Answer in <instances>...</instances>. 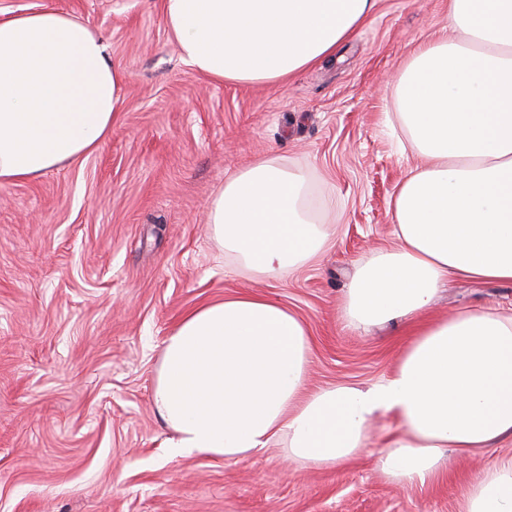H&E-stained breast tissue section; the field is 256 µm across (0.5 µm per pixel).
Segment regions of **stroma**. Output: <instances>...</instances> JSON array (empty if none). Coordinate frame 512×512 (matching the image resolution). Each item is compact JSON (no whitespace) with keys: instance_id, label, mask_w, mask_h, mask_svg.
I'll return each mask as SVG.
<instances>
[{"instance_id":"35a3bbf8","label":"stroma","mask_w":512,"mask_h":512,"mask_svg":"<svg viewBox=\"0 0 512 512\" xmlns=\"http://www.w3.org/2000/svg\"><path fill=\"white\" fill-rule=\"evenodd\" d=\"M49 7L100 33L127 73L108 136L81 162L0 187V512H460L470 478L512 440L404 488L376 467L397 430L376 414L337 471L277 448L238 462L170 458L151 385L162 342L197 305L252 291L308 323L312 389L389 377L408 328L340 320L355 265L395 239L389 199L414 164L388 85L448 25V0H376L336 55L288 83H213L184 63L160 0H0V19ZM275 152L308 170L331 248L285 282L218 250L206 209L227 175ZM512 313V284L453 279L433 315Z\"/></svg>"}]
</instances>
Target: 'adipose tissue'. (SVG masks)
Returning a JSON list of instances; mask_svg holds the SVG:
<instances>
[{"mask_svg":"<svg viewBox=\"0 0 512 512\" xmlns=\"http://www.w3.org/2000/svg\"><path fill=\"white\" fill-rule=\"evenodd\" d=\"M375 0H162L182 60L218 83L278 85L351 40ZM449 34L419 46L392 87L417 157L388 202L397 243L359 265L340 306L360 331L406 321L390 376L308 390L306 321L240 292L186 312L152 384L171 456L240 461L281 445L330 470L367 449L379 412L398 432L377 457L389 483L437 481L465 455L512 439V314L428 318L452 278L512 283V0H449ZM126 75L76 16L0 20V186L92 154L116 121ZM308 172L271 154L227 177L208 204L212 239L254 277L316 264L334 230L310 203ZM460 512H512V456L472 477Z\"/></svg>","mask_w":512,"mask_h":512,"instance_id":"adipose-tissue-1","label":"adipose tissue"}]
</instances>
